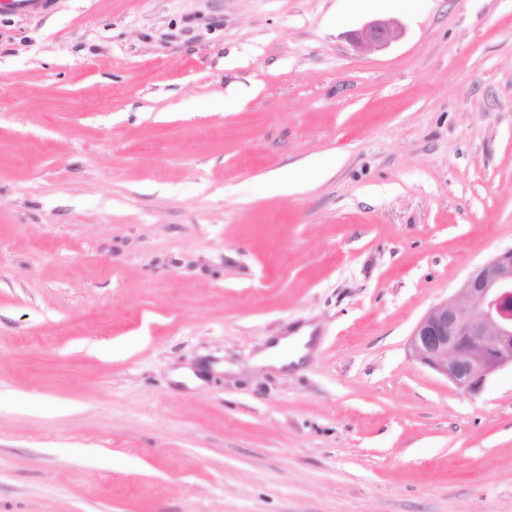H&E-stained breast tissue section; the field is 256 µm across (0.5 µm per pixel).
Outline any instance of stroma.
<instances>
[{
	"instance_id": "stroma-1",
	"label": "stroma",
	"mask_w": 512,
	"mask_h": 512,
	"mask_svg": "<svg viewBox=\"0 0 512 512\" xmlns=\"http://www.w3.org/2000/svg\"><path fill=\"white\" fill-rule=\"evenodd\" d=\"M511 248L512 0L0 13V512H512V370L408 347ZM399 36L400 32L395 25L377 20L368 23L360 34H353L352 41L360 49H381L390 45Z\"/></svg>"
}]
</instances>
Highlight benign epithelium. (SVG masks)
<instances>
[{
	"mask_svg": "<svg viewBox=\"0 0 512 512\" xmlns=\"http://www.w3.org/2000/svg\"><path fill=\"white\" fill-rule=\"evenodd\" d=\"M399 36L395 25L377 20L352 41L360 49H381ZM409 349L468 394L512 368V248L476 268L454 295L430 308L414 328Z\"/></svg>",
	"mask_w": 512,
	"mask_h": 512,
	"instance_id": "benign-epithelium-1",
	"label": "benign epithelium"
}]
</instances>
